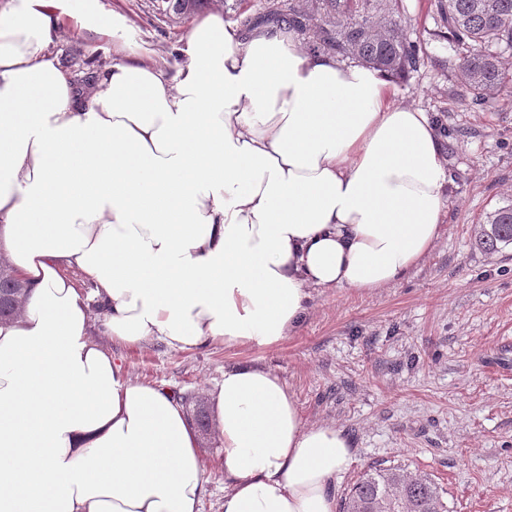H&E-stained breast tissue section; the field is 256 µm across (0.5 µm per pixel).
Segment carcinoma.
I'll use <instances>...</instances> for the list:
<instances>
[{
	"label": "carcinoma",
	"instance_id": "1",
	"mask_svg": "<svg viewBox=\"0 0 512 512\" xmlns=\"http://www.w3.org/2000/svg\"><path fill=\"white\" fill-rule=\"evenodd\" d=\"M210 0H154L160 19H180ZM444 29L436 36L463 49L455 63L463 96L482 105L491 96L512 88L498 50H512V0H446ZM321 24L312 28L292 5L274 3L269 11L282 16L288 27L305 36L314 52L350 58L406 78L420 66L421 49L400 30L398 20L384 13L381 0H315ZM476 245L495 251L512 244V203L487 216ZM26 286L15 274L0 275V320L16 312L13 297L25 295ZM340 512H448L438 487L429 476L401 467L371 466L351 487Z\"/></svg>",
	"mask_w": 512,
	"mask_h": 512
}]
</instances>
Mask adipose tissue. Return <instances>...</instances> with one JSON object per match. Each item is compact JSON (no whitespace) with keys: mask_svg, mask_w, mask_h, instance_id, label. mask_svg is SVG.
I'll use <instances>...</instances> for the list:
<instances>
[{"mask_svg":"<svg viewBox=\"0 0 512 512\" xmlns=\"http://www.w3.org/2000/svg\"><path fill=\"white\" fill-rule=\"evenodd\" d=\"M72 10L121 42L87 84L50 51ZM125 28L97 0H0V261L31 287L0 323V512H200L216 479L222 512H336L353 442L306 423L276 372L241 363L204 390L216 477L182 399L92 331L273 346L313 290L396 283L442 234L441 139L384 73L294 32L215 10L172 69Z\"/></svg>","mask_w":512,"mask_h":512,"instance_id":"ef3b65f1","label":"adipose tissue"}]
</instances>
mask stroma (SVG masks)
Instances as JSON below:
<instances>
[{
	"label": "stroma",
	"mask_w": 512,
	"mask_h": 512,
	"mask_svg": "<svg viewBox=\"0 0 512 512\" xmlns=\"http://www.w3.org/2000/svg\"><path fill=\"white\" fill-rule=\"evenodd\" d=\"M127 20L126 39L171 60L190 18L157 19L149 0H99ZM404 33L424 61L396 82L398 103L428 112L451 178L443 234L399 282L359 293L315 292L299 331L269 347L206 346L174 352L161 342L112 347L128 375L199 400L226 367L274 370L307 423L332 424L354 441L338 484L345 496L371 465L428 474L448 512H512V245L488 253L475 237L488 213L512 203V98L475 109L462 95L453 44L437 38V0H394ZM52 53L73 73L120 60L111 36L58 23Z\"/></svg>",
	"instance_id": "1"
}]
</instances>
